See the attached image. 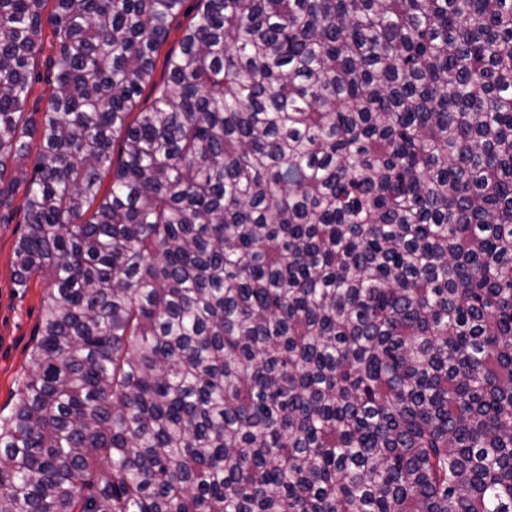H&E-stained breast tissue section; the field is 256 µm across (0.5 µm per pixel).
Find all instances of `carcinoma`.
I'll return each instance as SVG.
<instances>
[{
  "instance_id": "obj_1",
  "label": "carcinoma",
  "mask_w": 512,
  "mask_h": 512,
  "mask_svg": "<svg viewBox=\"0 0 512 512\" xmlns=\"http://www.w3.org/2000/svg\"><path fill=\"white\" fill-rule=\"evenodd\" d=\"M48 2L0 512H512V0H199L135 114L185 0Z\"/></svg>"
}]
</instances>
